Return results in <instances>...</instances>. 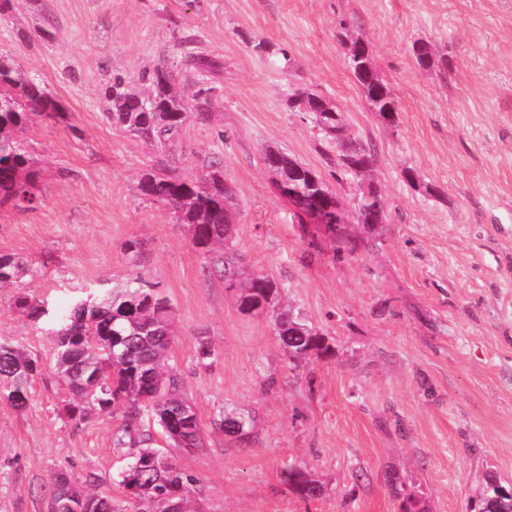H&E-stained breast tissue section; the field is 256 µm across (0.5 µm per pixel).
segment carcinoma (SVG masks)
I'll use <instances>...</instances> for the list:
<instances>
[{
  "mask_svg": "<svg viewBox=\"0 0 512 512\" xmlns=\"http://www.w3.org/2000/svg\"><path fill=\"white\" fill-rule=\"evenodd\" d=\"M349 68L366 101L383 112L397 104L388 86L369 78L357 61ZM148 87L141 89L120 77L108 80L102 91L108 102L105 117L116 129L133 133L170 157L179 150L180 135L190 119H208L207 102L192 105L176 85L167 69H155L142 77ZM41 116L54 122L68 118L65 109L45 86L0 54V202H10L23 210L35 208L38 173L32 168L27 150L16 132ZM339 160L364 171L373 166L371 150L359 142L338 141ZM265 155L279 168L273 170L280 195L294 210L308 208L332 190L320 179L296 178L292 169L301 164L288 154L269 149ZM208 174L197 180L183 178L167 169L166 162L145 172L139 183L142 194L173 210L179 223L190 227L192 243L208 254L212 262L223 266L224 283L231 288L245 285L270 296L268 311L280 326L279 337L288 354L299 359L313 352L329 353V345L319 331L286 313H275L279 285L262 274H247L241 258L221 252L230 237L232 225L224 223L232 211L233 192L224 183L219 162L208 164ZM19 264L7 255L0 256V286L9 283ZM163 294L145 278L138 276L129 284L99 295H88L62 315H50L45 305L33 303L24 294L11 303L28 316L40 320L51 317L58 375L65 382L70 399L64 410L69 420L81 425L92 414H111L128 408V420L115 434L116 445L133 448V460L121 474L120 484L127 496L138 502L139 512H169L171 500L184 501L191 479L170 460L162 458L153 470L138 466L141 458L157 455L153 435L137 427L136 420L148 416L177 448L200 449L205 436L196 409L183 395V384L174 368H165L172 329L168 317L157 314L156 304ZM40 375L39 364L20 350L0 344V383L3 396L19 408V400H29L33 381ZM286 480L304 500L322 495V485L303 471L290 469ZM495 481L488 482L482 512H502L508 500L496 498ZM49 507L53 512H119L112 499L89 494L57 473L52 482Z\"/></svg>",
  "mask_w": 512,
  "mask_h": 512,
  "instance_id": "1",
  "label": "carcinoma"
}]
</instances>
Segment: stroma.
Masks as SVG:
<instances>
[{
    "label": "stroma",
    "instance_id": "stroma-1",
    "mask_svg": "<svg viewBox=\"0 0 512 512\" xmlns=\"http://www.w3.org/2000/svg\"><path fill=\"white\" fill-rule=\"evenodd\" d=\"M356 37L398 103L395 123L348 67ZM418 42L430 67L412 55ZM0 53L68 112L17 133L40 204L0 205V255L21 267L0 290V343L42 370L24 408L0 400V512H48L62 468L94 475L96 491L133 512L119 483L128 451L113 441L122 413L70 421L51 337L7 299L61 311L139 274L172 307L168 361L205 431L194 452L154 435L194 478L189 512H478L488 479L512 486V0H12ZM192 53L223 67L201 73ZM157 68L209 102L171 167L195 179L221 161L235 249L280 284V307L326 336L329 357L290 360L270 314L242 313L240 289L225 288L188 227L141 193L161 155L105 121L100 84ZM299 89L337 104L347 135L373 151L384 223H359V180L342 175L332 135L291 105ZM269 148L326 182L357 251L300 223L264 164ZM220 413L251 418L249 436L213 429ZM291 467L322 497L301 500Z\"/></svg>",
    "mask_w": 512,
    "mask_h": 512
}]
</instances>
